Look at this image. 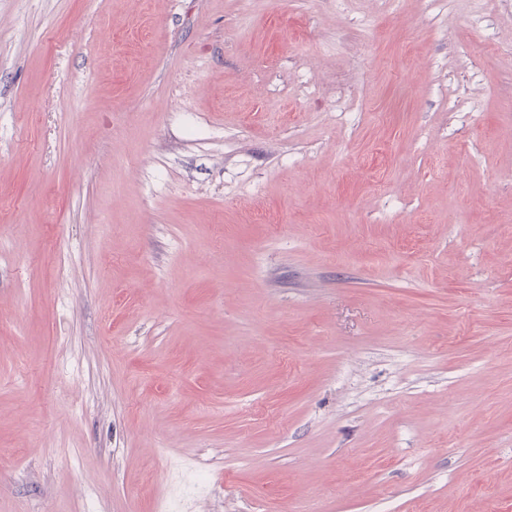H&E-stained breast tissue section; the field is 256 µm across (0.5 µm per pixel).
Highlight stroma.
<instances>
[{
  "instance_id": "obj_1",
  "label": "stroma",
  "mask_w": 512,
  "mask_h": 512,
  "mask_svg": "<svg viewBox=\"0 0 512 512\" xmlns=\"http://www.w3.org/2000/svg\"><path fill=\"white\" fill-rule=\"evenodd\" d=\"M512 0H0V512H512Z\"/></svg>"
}]
</instances>
